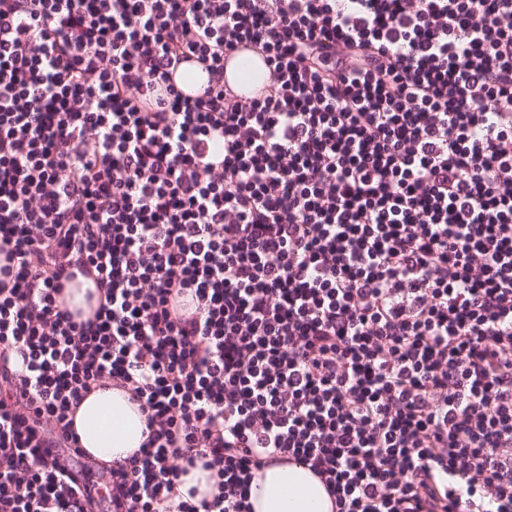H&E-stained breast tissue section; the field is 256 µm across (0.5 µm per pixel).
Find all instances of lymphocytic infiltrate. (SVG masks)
Returning a JSON list of instances; mask_svg holds the SVG:
<instances>
[{
    "label": "lymphocytic infiltrate",
    "mask_w": 512,
    "mask_h": 512,
    "mask_svg": "<svg viewBox=\"0 0 512 512\" xmlns=\"http://www.w3.org/2000/svg\"><path fill=\"white\" fill-rule=\"evenodd\" d=\"M111 385L148 433L93 480ZM274 461L512 512V0H0V512H252ZM244 56H252V57H258L263 63V58L259 54H257L251 46L247 47H240L237 51L230 53L226 56V67L229 65V63L234 60L235 66L237 65V62L239 59H241ZM259 59H253L251 62L254 66V72L255 76L254 78L246 82L242 79L240 72L238 73V66L234 68L231 72H228L227 79L228 82L238 91L244 90V87H248L256 82L259 84L262 83V81L266 78L267 69L264 67L262 62ZM91 293L93 298L87 299V294ZM98 298L97 288L91 279L78 276L77 281L65 288V301L70 310L81 309L84 319L92 314L96 308ZM182 484L178 486V491L184 498H187V492L190 488L198 489L197 499L203 496H211L215 491L214 479L210 477V472L203 470L199 465L181 477Z\"/></svg>",
    "instance_id": "1"
}]
</instances>
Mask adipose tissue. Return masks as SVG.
Masks as SVG:
<instances>
[{
	"label": "adipose tissue",
	"mask_w": 512,
	"mask_h": 512,
	"mask_svg": "<svg viewBox=\"0 0 512 512\" xmlns=\"http://www.w3.org/2000/svg\"><path fill=\"white\" fill-rule=\"evenodd\" d=\"M73 426L80 444L99 462L114 464L137 450L145 439V418L126 392L93 390L78 406ZM254 512H331L321 483L300 464L271 463L250 484Z\"/></svg>",
	"instance_id": "obj_1"
}]
</instances>
